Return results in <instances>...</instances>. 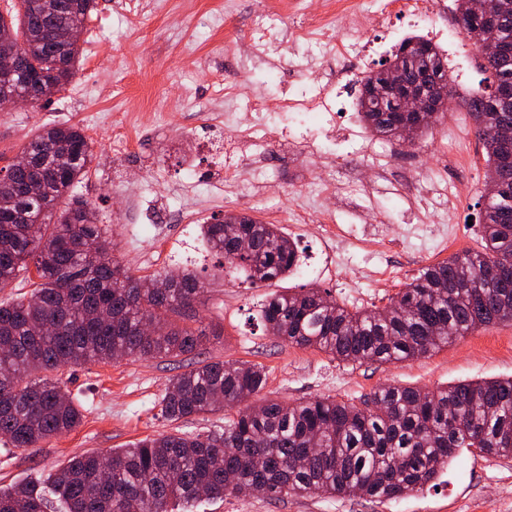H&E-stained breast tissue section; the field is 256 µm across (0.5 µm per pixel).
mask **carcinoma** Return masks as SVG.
Listing matches in <instances>:
<instances>
[{
  "instance_id": "cac0c4a2",
  "label": "carcinoma",
  "mask_w": 512,
  "mask_h": 512,
  "mask_svg": "<svg viewBox=\"0 0 512 512\" xmlns=\"http://www.w3.org/2000/svg\"><path fill=\"white\" fill-rule=\"evenodd\" d=\"M9 2L11 10L0 11V38L16 48L14 81L34 108L72 83L81 52L57 41V32L83 26L95 0H44L38 9L31 0ZM507 39L512 12L486 37L494 44ZM480 55L492 83L512 84V54ZM387 67L399 71L403 93L420 96L447 79L448 65L431 42L408 37L363 80L362 121L397 141L408 125L412 142L428 124L399 111ZM464 104L477 121L488 167L512 165V140L498 138L499 128L512 129V110L498 109L491 91L473 93ZM23 153L27 168L7 166L0 174V288L30 264L38 282L30 295L0 303V436L14 448H35L78 427L83 413L58 381L33 379L31 372L189 355L204 336L193 324L205 285L191 271L135 277L115 258L92 208L71 195L93 160L80 128H45ZM481 220L482 250L425 268L381 311H351L324 290L302 287L272 294L260 310L263 325L290 345L342 362L392 363L478 327L512 322V195L486 182ZM202 235L255 288L298 269L297 244L276 224L245 214L234 224L215 217ZM244 238L250 246L243 252ZM265 383L255 364L200 362L171 381L161 412L178 420L246 404L223 429L147 436L112 450L106 472L101 456H74L35 481L0 487V512H191L203 496L222 500L250 487L270 499L320 492L384 502L433 484L462 448L512 456V378L436 390L387 385L359 406L325 397L261 398ZM254 456L263 459L259 469Z\"/></svg>"
}]
</instances>
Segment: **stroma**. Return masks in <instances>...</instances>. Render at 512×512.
Listing matches in <instances>:
<instances>
[{
    "instance_id": "35a3bbf8",
    "label": "stroma",
    "mask_w": 512,
    "mask_h": 512,
    "mask_svg": "<svg viewBox=\"0 0 512 512\" xmlns=\"http://www.w3.org/2000/svg\"><path fill=\"white\" fill-rule=\"evenodd\" d=\"M258 0H239L225 16L224 0H96L80 35L82 57L66 91L49 103L0 110V167L6 166L43 126L75 124L95 159L74 193L87 201L132 274L153 277L190 270L206 282L197 305L201 348L178 360L123 359L53 371L83 408L81 425L37 448H14L0 439V485L26 481L86 452L109 453L159 434L205 433L223 428L233 409L181 420L162 415L159 400L170 381L197 362L237 361L262 366L264 396L288 402L330 397L357 404L377 388L394 384L434 390L462 381L512 377V323L482 327L426 356L406 362L346 363L315 348L292 346L265 331L259 310L272 293L303 285L329 290L355 310L383 308L425 267L453 254L479 249L480 196L486 153L475 120L462 100L419 137L400 146L384 170L352 153L350 131L364 122L336 121L335 135L312 128L315 142L303 160L277 155L276 173L260 196L224 198L213 154L193 125L204 104L220 102L225 90L239 100L257 98L277 107L303 87L325 84L329 61L307 59V46L290 48L288 65H302L297 80L254 83L240 72L230 47L248 41ZM452 147L446 178L465 190L434 207L410 182L423 174L420 151L439 139ZM335 180L328 195L305 193L309 178ZM358 182L361 198L343 184ZM319 206L333 214L345 236L324 246L306 225L297 242L303 269L260 288L224 270L221 255L208 251L201 223L227 212L274 224L284 211ZM445 229L430 251L418 237L421 225ZM197 512H512V457L463 449L437 486L384 503L316 493L270 500L259 494L203 501Z\"/></svg>"
}]
</instances>
